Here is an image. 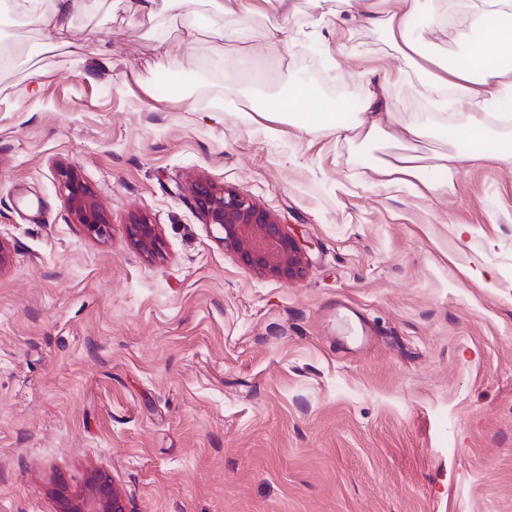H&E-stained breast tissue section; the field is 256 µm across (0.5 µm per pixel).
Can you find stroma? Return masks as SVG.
Returning a JSON list of instances; mask_svg holds the SVG:
<instances>
[{"label":"stroma","instance_id":"obj_1","mask_svg":"<svg viewBox=\"0 0 512 512\" xmlns=\"http://www.w3.org/2000/svg\"><path fill=\"white\" fill-rule=\"evenodd\" d=\"M254 17V86L207 27L102 13L30 26L0 62V512H54L106 470L135 512H512V158L421 196L382 186L392 149L223 111L322 72L354 101L426 113L425 87L357 13L296 0ZM197 24L188 44L185 27ZM42 88L27 94L31 67ZM219 110V121L210 113ZM72 168L111 217L74 224ZM200 174L303 241L292 281L249 271L204 224ZM157 224L160 254L127 239ZM466 234H458V225ZM127 239L144 254L154 255L160 252L162 246L158 226L152 224L144 216L131 215L125 224Z\"/></svg>","mask_w":512,"mask_h":512}]
</instances>
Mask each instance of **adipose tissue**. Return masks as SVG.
<instances>
[{
    "label": "adipose tissue",
    "instance_id": "1",
    "mask_svg": "<svg viewBox=\"0 0 512 512\" xmlns=\"http://www.w3.org/2000/svg\"><path fill=\"white\" fill-rule=\"evenodd\" d=\"M196 0H0V13L36 26L43 36L42 47H57V36L79 19L89 20L103 12L135 11L146 17L177 19L187 14ZM213 24L225 15L243 19L266 11L288 15V0H203ZM342 7L361 11L367 21L383 29L390 45L405 60L406 79L425 80L435 93L452 92L454 104L470 114L461 147L454 152L424 151L421 143L428 130L420 118L380 111L374 96H367L351 123H344L336 103L316 97L309 85H293L272 112L256 105L238 107L244 123L266 118L268 134H276L277 124H295L310 118L320 128L339 134H352L365 140L387 136L397 151L375 168L385 185L410 186L421 181L432 162L448 170L486 159L491 154L511 155L512 142H493L487 123L480 117L486 102L497 92L512 89V0L493 8L488 0H339ZM427 15L431 26L445 27L455 21L467 22L469 33L464 51L455 57L430 53L424 38L412 21Z\"/></svg>",
    "mask_w": 512,
    "mask_h": 512
}]
</instances>
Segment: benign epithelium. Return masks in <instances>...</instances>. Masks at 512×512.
<instances>
[{
	"instance_id": "benign-epithelium-1",
	"label": "benign epithelium",
	"mask_w": 512,
	"mask_h": 512,
	"mask_svg": "<svg viewBox=\"0 0 512 512\" xmlns=\"http://www.w3.org/2000/svg\"><path fill=\"white\" fill-rule=\"evenodd\" d=\"M61 187L75 223L93 238L108 232L109 215L89 186L68 170L60 172ZM196 211L221 234L224 246L260 276L291 280L302 272L305 251L269 211L233 189L218 187L204 177L189 185ZM127 239L144 254L162 246L158 226L144 216L131 215L125 224ZM55 512H134L105 471L91 468L83 486L72 491L61 485L54 492Z\"/></svg>"
}]
</instances>
